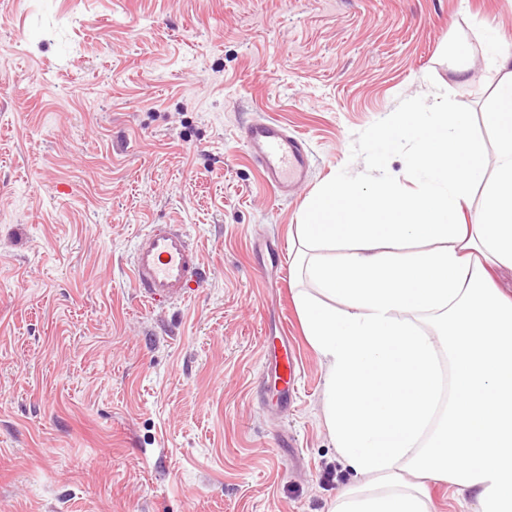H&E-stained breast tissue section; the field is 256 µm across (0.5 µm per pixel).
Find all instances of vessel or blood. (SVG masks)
I'll return each instance as SVG.
<instances>
[{
  "label": "vessel or blood",
  "mask_w": 512,
  "mask_h": 512,
  "mask_svg": "<svg viewBox=\"0 0 512 512\" xmlns=\"http://www.w3.org/2000/svg\"><path fill=\"white\" fill-rule=\"evenodd\" d=\"M245 145L270 187L281 194L298 191L307 182L310 153L304 139L289 135L272 119L247 126ZM204 275L199 246L181 224H153L138 236L130 263V278L139 300L155 308L185 300ZM275 376L281 398L295 388L299 359L287 337L273 348Z\"/></svg>",
  "instance_id": "vessel-or-blood-1"
}]
</instances>
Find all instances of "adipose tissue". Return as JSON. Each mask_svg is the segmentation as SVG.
<instances>
[{
  "instance_id": "adipose-tissue-1",
  "label": "adipose tissue",
  "mask_w": 512,
  "mask_h": 512,
  "mask_svg": "<svg viewBox=\"0 0 512 512\" xmlns=\"http://www.w3.org/2000/svg\"><path fill=\"white\" fill-rule=\"evenodd\" d=\"M493 64L494 177L468 113L401 112L383 141H417L419 189L331 179L299 216L296 304L327 366V429L362 478L330 512H431L438 480L472 512H512V295L493 279L512 265V54Z\"/></svg>"
}]
</instances>
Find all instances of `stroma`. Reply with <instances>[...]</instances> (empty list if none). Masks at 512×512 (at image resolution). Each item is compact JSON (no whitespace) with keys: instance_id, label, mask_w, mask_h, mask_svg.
<instances>
[{"instance_id":"35a3bbf8","label":"stroma","mask_w":512,"mask_h":512,"mask_svg":"<svg viewBox=\"0 0 512 512\" xmlns=\"http://www.w3.org/2000/svg\"><path fill=\"white\" fill-rule=\"evenodd\" d=\"M499 49L512 0H0V512H329L360 477L294 300L298 214L330 178L417 189V143L380 145L398 112L470 113L494 171ZM262 117L307 143L295 195L244 146ZM151 224L207 269L154 309L128 276ZM269 335L300 358L285 406Z\"/></svg>"}]
</instances>
